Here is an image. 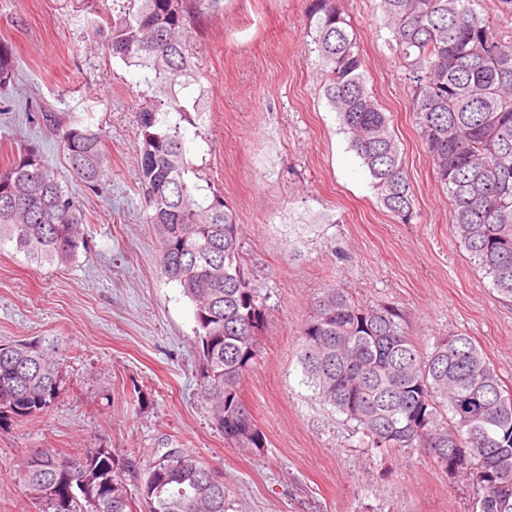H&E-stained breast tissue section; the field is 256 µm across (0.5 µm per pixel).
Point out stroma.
<instances>
[{"label":"stroma","instance_id":"stroma-1","mask_svg":"<svg viewBox=\"0 0 512 512\" xmlns=\"http://www.w3.org/2000/svg\"><path fill=\"white\" fill-rule=\"evenodd\" d=\"M380 0H339L359 38L367 85L393 119L414 194L402 223L377 200L351 150L306 29L305 0L203 5L184 38L206 109L186 128L201 186L233 204L240 248L266 299L258 355L241 399L265 447L225 442L199 394L192 301L157 266L145 220L135 113L151 90L108 42L115 0H0V41L17 78L0 89V162L38 149L85 215V245L68 265L0 251V343L53 341L61 384L52 406L0 426V512H41L19 479L41 448L111 449L138 496L142 465L191 452L223 477L246 512H471L478 490L419 448H376L300 384L298 336L320 288L402 314L422 349L470 336L512 391V301L502 298L449 231L440 188L410 112V84L387 39ZM50 110L101 133L110 174L90 191L67 176Z\"/></svg>","mask_w":512,"mask_h":512}]
</instances>
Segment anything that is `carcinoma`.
<instances>
[{"label": "carcinoma", "instance_id": "cac0c4a2", "mask_svg": "<svg viewBox=\"0 0 512 512\" xmlns=\"http://www.w3.org/2000/svg\"><path fill=\"white\" fill-rule=\"evenodd\" d=\"M127 0L112 23V56L144 71L153 95L136 112L138 180L147 221L161 240L160 272L194 303L202 358L200 395L224 440L249 452L265 435L243 405L241 378L257 356L261 294L245 276L241 227L219 193H201L182 122L201 119L202 96L184 30L204 2ZM324 95L386 210L408 223L413 192L392 119L367 87L357 33L337 0H305ZM390 46L410 81V105L435 178L453 208L450 231L492 287L512 299V36L497 14L512 0H381ZM15 61L0 42V85ZM63 142L69 177L95 191L110 165L102 136L55 112L39 115ZM85 214L61 179L26 148L0 166V249L37 265H66L84 245ZM300 384L377 448H422L438 466L472 479L475 512H512V394L471 337L422 350L392 307H364L322 288L298 338ZM57 346L0 345V419L47 411L60 387ZM146 512H229L216 470L180 450L146 462ZM22 482L45 512H133L110 448H43Z\"/></svg>", "mask_w": 512, "mask_h": 512}]
</instances>
